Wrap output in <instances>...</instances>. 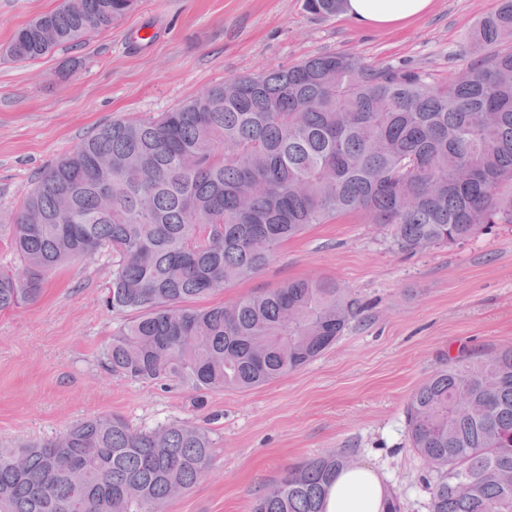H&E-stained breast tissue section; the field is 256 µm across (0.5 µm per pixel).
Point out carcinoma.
<instances>
[{
    "label": "carcinoma",
    "mask_w": 512,
    "mask_h": 512,
    "mask_svg": "<svg viewBox=\"0 0 512 512\" xmlns=\"http://www.w3.org/2000/svg\"><path fill=\"white\" fill-rule=\"evenodd\" d=\"M136 0H62L6 49L36 60L119 23ZM343 0H306L332 16ZM512 0L482 18L441 81L418 68L330 53L224 80L158 116L114 120L60 157L7 230L21 270H0V313L36 303L79 259H112L103 351L135 382L246 391L298 370L343 336L358 302L300 279L207 308L315 224L352 212L414 252L512 224ZM411 449L435 473L429 512H512V348L460 353L410 395ZM340 451L287 470L251 512H325ZM215 460L197 426L144 430L119 415L0 448V512H163Z\"/></svg>",
    "instance_id": "obj_1"
}]
</instances>
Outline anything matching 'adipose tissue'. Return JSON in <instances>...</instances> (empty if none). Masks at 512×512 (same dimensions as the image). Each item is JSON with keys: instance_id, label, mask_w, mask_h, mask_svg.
Wrapping results in <instances>:
<instances>
[{"instance_id": "obj_1", "label": "adipose tissue", "mask_w": 512, "mask_h": 512, "mask_svg": "<svg viewBox=\"0 0 512 512\" xmlns=\"http://www.w3.org/2000/svg\"><path fill=\"white\" fill-rule=\"evenodd\" d=\"M433 0H345L344 11L361 26L397 25L427 12ZM384 488L370 467L354 465L340 471L329 489L326 512H380Z\"/></svg>"}]
</instances>
